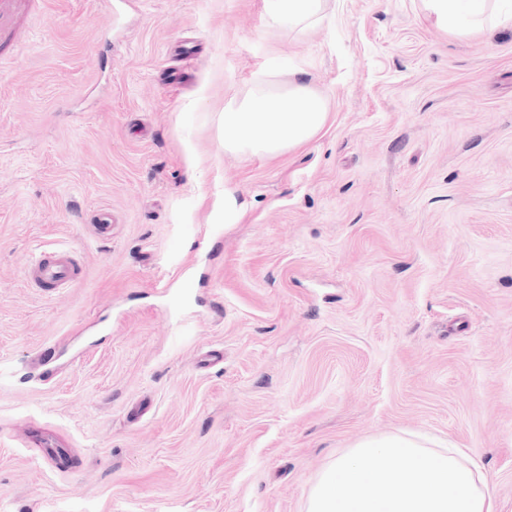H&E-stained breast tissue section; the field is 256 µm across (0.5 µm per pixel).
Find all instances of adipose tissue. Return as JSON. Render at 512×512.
<instances>
[{
    "instance_id": "ef3b65f1",
    "label": "adipose tissue",
    "mask_w": 512,
    "mask_h": 512,
    "mask_svg": "<svg viewBox=\"0 0 512 512\" xmlns=\"http://www.w3.org/2000/svg\"><path fill=\"white\" fill-rule=\"evenodd\" d=\"M267 23L304 31L325 17L326 0H265ZM429 17L460 35L512 25V0H423ZM328 119L327 100L309 74L294 71L276 83L258 78L244 96L224 105V149L237 154L277 156L312 140Z\"/></svg>"
}]
</instances>
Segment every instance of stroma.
Wrapping results in <instances>:
<instances>
[{"instance_id": "1", "label": "stroma", "mask_w": 512, "mask_h": 512, "mask_svg": "<svg viewBox=\"0 0 512 512\" xmlns=\"http://www.w3.org/2000/svg\"><path fill=\"white\" fill-rule=\"evenodd\" d=\"M293 68L323 130L225 151V102ZM53 247L81 273L46 293ZM410 433L512 512V27L43 0L0 45V512H304L337 454ZM29 279L41 288H61L75 276L73 261L67 251L42 253L29 262Z\"/></svg>"}]
</instances>
